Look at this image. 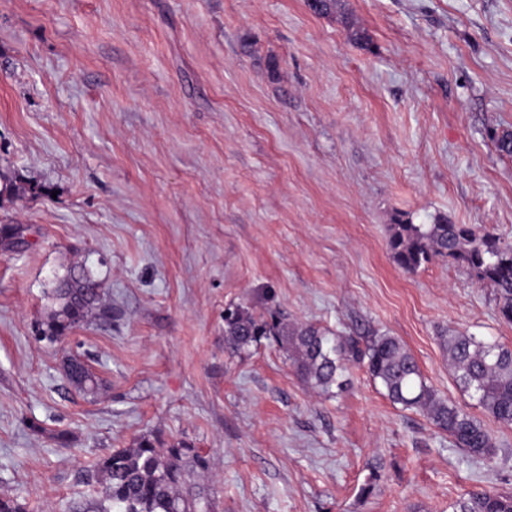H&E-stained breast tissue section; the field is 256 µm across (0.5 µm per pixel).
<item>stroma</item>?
Listing matches in <instances>:
<instances>
[{"mask_svg": "<svg viewBox=\"0 0 512 512\" xmlns=\"http://www.w3.org/2000/svg\"><path fill=\"white\" fill-rule=\"evenodd\" d=\"M365 39L351 38L352 30ZM512 0H0V497L75 512L145 434L210 459L214 512H455L512 492V425L457 385L449 329L512 346L491 289L444 257L405 274L388 226L512 240ZM112 315L42 339L74 262ZM399 337L496 452L474 458L365 369L320 394L224 310ZM105 388L68 383L67 358ZM372 494H364L368 481Z\"/></svg>", "mask_w": 512, "mask_h": 512, "instance_id": "1", "label": "stroma"}]
</instances>
